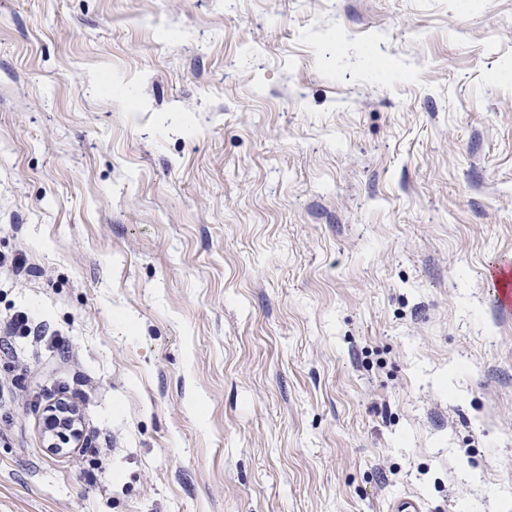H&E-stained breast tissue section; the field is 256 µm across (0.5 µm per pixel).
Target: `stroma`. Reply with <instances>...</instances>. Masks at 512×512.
<instances>
[{
	"label": "stroma",
	"mask_w": 512,
	"mask_h": 512,
	"mask_svg": "<svg viewBox=\"0 0 512 512\" xmlns=\"http://www.w3.org/2000/svg\"><path fill=\"white\" fill-rule=\"evenodd\" d=\"M0 254V512H512V0H0ZM512 260L498 259L492 261L486 269V278L493 289V302L504 311L512 310ZM34 319L29 312L20 311L13 316L8 328L7 335H19L42 341L48 335V330L41 324H34ZM75 422L76 415L71 411H62V408L58 409L55 405L51 406L46 411L41 426V434L46 447L62 448V451L65 449L83 448V441L77 440L75 437L77 435ZM64 432L69 433L67 434L68 437L63 435ZM64 441L69 442L65 445Z\"/></svg>",
	"instance_id": "stroma-1"
}]
</instances>
